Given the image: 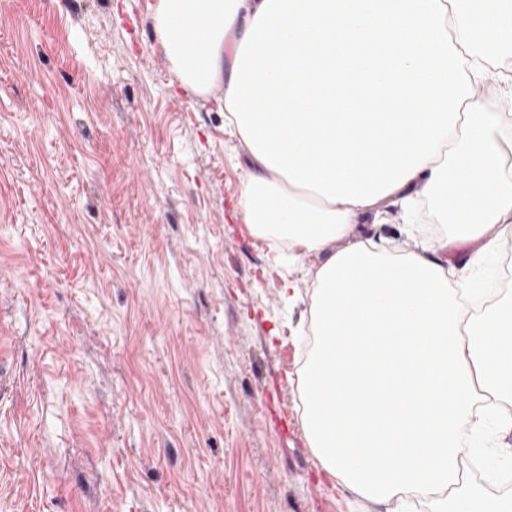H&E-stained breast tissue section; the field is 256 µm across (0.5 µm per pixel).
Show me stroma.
Masks as SVG:
<instances>
[{"label":"stroma","mask_w":512,"mask_h":512,"mask_svg":"<svg viewBox=\"0 0 512 512\" xmlns=\"http://www.w3.org/2000/svg\"><path fill=\"white\" fill-rule=\"evenodd\" d=\"M158 0H0V512H404L333 488L303 434L316 260L233 209L250 149L181 88ZM502 240L472 274L503 293ZM299 290L281 297L284 281ZM463 476L512 456L487 424Z\"/></svg>","instance_id":"1"}]
</instances>
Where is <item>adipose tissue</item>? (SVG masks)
I'll use <instances>...</instances> for the list:
<instances>
[{"label": "adipose tissue", "instance_id": "obj_1", "mask_svg": "<svg viewBox=\"0 0 512 512\" xmlns=\"http://www.w3.org/2000/svg\"><path fill=\"white\" fill-rule=\"evenodd\" d=\"M154 25L185 89L224 87L250 234L318 259L298 383L323 469L367 500L512 512L461 479L456 438L512 403V295L478 309L465 280L512 235V113L474 92L512 56V0H158ZM420 198L452 233L355 235ZM391 216L392 224H383L377 227H372L371 225H360V230L373 235L376 240H379V237H384L389 239V242L384 243L385 246H397L401 249H412L415 247L416 238L408 235L406 232L400 233L399 227H404L401 223V217L399 213V208L395 205H391L388 207Z\"/></svg>", "mask_w": 512, "mask_h": 512}]
</instances>
